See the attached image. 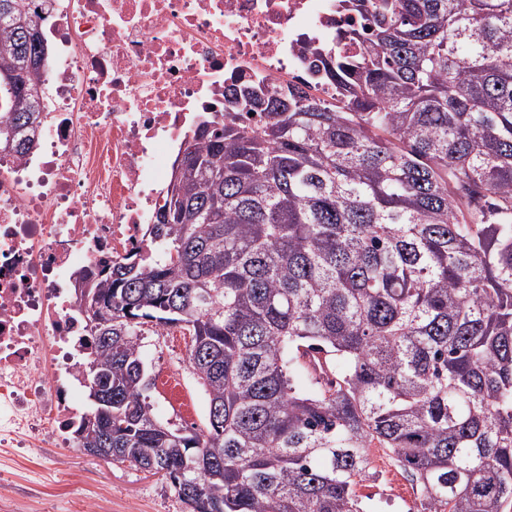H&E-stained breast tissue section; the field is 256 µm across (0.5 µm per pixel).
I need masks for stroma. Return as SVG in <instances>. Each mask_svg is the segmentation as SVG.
Segmentation results:
<instances>
[{
    "instance_id": "35a3bbf8",
    "label": "stroma",
    "mask_w": 512,
    "mask_h": 512,
    "mask_svg": "<svg viewBox=\"0 0 512 512\" xmlns=\"http://www.w3.org/2000/svg\"><path fill=\"white\" fill-rule=\"evenodd\" d=\"M190 339L177 328L141 327L143 360L155 383L147 400L156 420L188 433L204 429L208 396L188 362ZM371 467L357 487L363 512H418L415 485L403 484L388 452L371 451ZM186 512L157 475L77 448H24L11 474L0 477V512Z\"/></svg>"
}]
</instances>
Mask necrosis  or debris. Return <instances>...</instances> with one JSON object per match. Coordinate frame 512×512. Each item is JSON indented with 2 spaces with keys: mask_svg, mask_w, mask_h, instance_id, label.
I'll list each match as a JSON object with an SVG mask.
<instances>
[{
  "mask_svg": "<svg viewBox=\"0 0 512 512\" xmlns=\"http://www.w3.org/2000/svg\"><path fill=\"white\" fill-rule=\"evenodd\" d=\"M339 0H36L53 53L32 149L0 153V457L77 448V272L153 223L198 112L245 83L335 102L314 47L364 30Z\"/></svg>",
  "mask_w": 512,
  "mask_h": 512,
  "instance_id": "necrosis-or-debris-1",
  "label": "necrosis or debris"
}]
</instances>
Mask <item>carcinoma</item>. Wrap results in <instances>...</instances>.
<instances>
[{
	"mask_svg": "<svg viewBox=\"0 0 512 512\" xmlns=\"http://www.w3.org/2000/svg\"><path fill=\"white\" fill-rule=\"evenodd\" d=\"M337 103L236 88L188 131L146 251L81 273L83 450L168 478L188 512H360L369 449L423 512H512V0H373ZM0 148L26 154L49 62L0 0ZM191 336L206 429L159 423L143 321ZM306 374L299 387L293 374ZM86 387L90 388L91 399L102 406H106L108 410L101 408L112 415V390L106 384L105 378L101 374H94L91 379L85 378Z\"/></svg>",
	"mask_w": 512,
	"mask_h": 512,
	"instance_id": "cac0c4a2",
	"label": "carcinoma"
}]
</instances>
